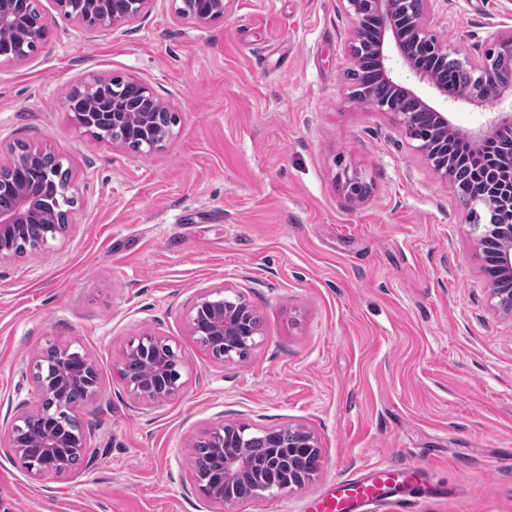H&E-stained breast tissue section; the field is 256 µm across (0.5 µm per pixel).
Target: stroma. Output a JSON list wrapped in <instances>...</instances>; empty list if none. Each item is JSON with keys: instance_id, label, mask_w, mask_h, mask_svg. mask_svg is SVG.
Masks as SVG:
<instances>
[{"instance_id": "obj_1", "label": "stroma", "mask_w": 512, "mask_h": 512, "mask_svg": "<svg viewBox=\"0 0 512 512\" xmlns=\"http://www.w3.org/2000/svg\"><path fill=\"white\" fill-rule=\"evenodd\" d=\"M48 35L0 62V163L18 142L59 155L69 229L0 259V426L37 408L41 355L95 364L92 466L38 480L0 435V512H221L193 486V446L224 423L313 431L319 468L235 512H313L372 465L398 495L358 512H512V317L496 311L468 211L394 116L353 102L340 0H229L206 26L156 0L90 31L40 0ZM432 30L484 54L512 29L499 0H428ZM133 76L179 122L162 150L91 136L60 100L91 76ZM370 197L351 205L344 175ZM263 318L249 356L219 364L188 332L203 292ZM150 330L186 361L183 389L139 401L116 365Z\"/></svg>"}]
</instances>
